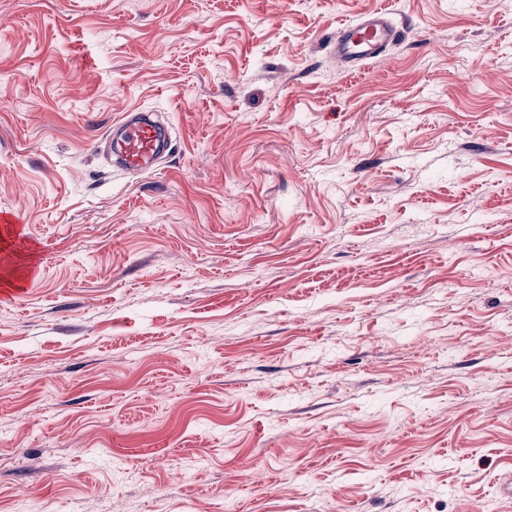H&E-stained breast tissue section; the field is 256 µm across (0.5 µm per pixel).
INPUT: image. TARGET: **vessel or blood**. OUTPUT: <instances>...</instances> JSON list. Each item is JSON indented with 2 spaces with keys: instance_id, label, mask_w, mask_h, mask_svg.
<instances>
[{
  "instance_id": "b4317fda",
  "label": "vessel or blood",
  "mask_w": 512,
  "mask_h": 512,
  "mask_svg": "<svg viewBox=\"0 0 512 512\" xmlns=\"http://www.w3.org/2000/svg\"><path fill=\"white\" fill-rule=\"evenodd\" d=\"M400 36L401 32L392 24L388 12L379 9L339 30L334 56L346 68L364 65ZM113 129L112 156L120 169L134 173L157 170L170 141L167 126L151 114L131 110L123 114Z\"/></svg>"
}]
</instances>
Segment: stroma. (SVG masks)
<instances>
[{
	"label": "stroma",
	"instance_id": "obj_1",
	"mask_svg": "<svg viewBox=\"0 0 512 512\" xmlns=\"http://www.w3.org/2000/svg\"><path fill=\"white\" fill-rule=\"evenodd\" d=\"M16 210L0 512H512V0H0ZM401 36L389 13L379 9L362 16L355 24L342 27L334 46V57L344 68L365 65L378 57ZM112 146L114 163L134 173L157 170L170 141V130L151 114L131 110L113 124Z\"/></svg>",
	"mask_w": 512,
	"mask_h": 512
}]
</instances>
